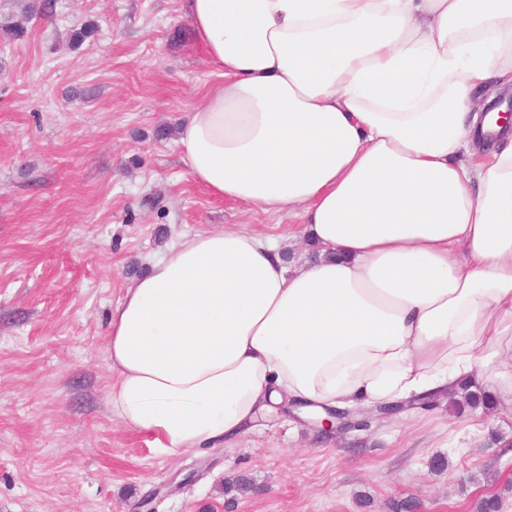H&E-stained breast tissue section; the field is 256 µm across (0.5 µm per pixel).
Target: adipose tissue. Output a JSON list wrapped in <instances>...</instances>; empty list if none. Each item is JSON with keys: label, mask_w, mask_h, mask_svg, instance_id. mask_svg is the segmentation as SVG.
I'll list each match as a JSON object with an SVG mask.
<instances>
[{"label": "adipose tissue", "mask_w": 512, "mask_h": 512, "mask_svg": "<svg viewBox=\"0 0 512 512\" xmlns=\"http://www.w3.org/2000/svg\"><path fill=\"white\" fill-rule=\"evenodd\" d=\"M221 81L177 146L315 260L233 227L170 245L109 321L111 410L175 457L288 401L372 407L489 371L512 404V0H184Z\"/></svg>", "instance_id": "adipose-tissue-1"}]
</instances>
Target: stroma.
I'll list each match as a JSON object with an SVG mask.
<instances>
[{"label":"stroma","instance_id":"obj_1","mask_svg":"<svg viewBox=\"0 0 512 512\" xmlns=\"http://www.w3.org/2000/svg\"><path fill=\"white\" fill-rule=\"evenodd\" d=\"M98 33L71 46V30ZM0 37V512H512V406L408 416L361 409L325 433L286 411L158 456L111 412L112 308L164 247L242 224L312 260L298 220L213 197L189 176L178 120L218 82L183 0H58ZM246 476L254 490L225 492Z\"/></svg>","mask_w":512,"mask_h":512}]
</instances>
